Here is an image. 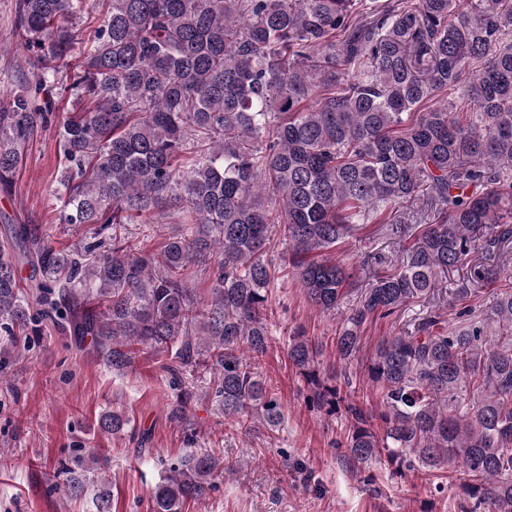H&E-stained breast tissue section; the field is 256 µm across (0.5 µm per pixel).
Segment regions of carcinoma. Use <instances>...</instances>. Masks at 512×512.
<instances>
[{
    "label": "carcinoma",
    "instance_id": "obj_1",
    "mask_svg": "<svg viewBox=\"0 0 512 512\" xmlns=\"http://www.w3.org/2000/svg\"><path fill=\"white\" fill-rule=\"evenodd\" d=\"M89 0H17L23 62L35 90L72 55V19ZM96 44L62 90V223L88 236L58 249L35 224H11L0 250V372L21 337L51 321L117 370L137 352L165 353L176 401L274 437L281 398L257 371L269 347L268 294L279 269L264 256L276 235L307 301L342 317L336 356L363 348L360 326L426 299L470 261L512 244V0H108ZM461 90L466 111L439 100ZM29 89L0 103V194L13 191L21 147L47 123ZM431 201L408 224L409 245L367 288L332 255L363 210ZM181 228L153 252L154 220ZM139 225L135 234L128 226ZM210 282L202 300L191 274ZM493 285L501 270L476 264ZM457 323L440 313L382 339L365 364L381 395L371 413L321 379L318 351L289 337L288 359L316 403L344 408V447L394 472L459 468L462 512H512V286ZM100 431L133 432L121 410ZM93 453L63 467L65 495L112 493ZM224 458L194 450L165 470L151 512L202 502Z\"/></svg>",
    "mask_w": 512,
    "mask_h": 512
}]
</instances>
